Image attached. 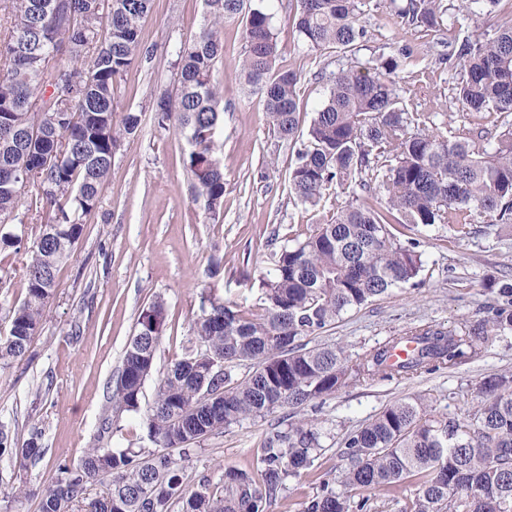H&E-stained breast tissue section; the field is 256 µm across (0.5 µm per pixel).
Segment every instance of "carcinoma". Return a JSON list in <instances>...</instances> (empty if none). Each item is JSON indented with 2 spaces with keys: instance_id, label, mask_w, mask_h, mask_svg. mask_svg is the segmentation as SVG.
I'll list each match as a JSON object with an SVG mask.
<instances>
[{
  "instance_id": "carcinoma-1",
  "label": "carcinoma",
  "mask_w": 512,
  "mask_h": 512,
  "mask_svg": "<svg viewBox=\"0 0 512 512\" xmlns=\"http://www.w3.org/2000/svg\"><path fill=\"white\" fill-rule=\"evenodd\" d=\"M0 0L9 27L0 35V225L40 222L31 239L0 231V251L24 256L25 299L9 313L13 332L0 337V364L23 358L54 296L59 266L83 237L84 217L100 203L123 140L141 118L127 111L114 121L119 82L143 54L141 22L154 0ZM289 20L307 49L355 55L364 31L357 25L364 0H290ZM485 7L494 38L476 36L459 47L463 59L454 98L465 112L512 114V4L509 0H459L474 15ZM392 15L428 31L441 28L443 0H389ZM81 18L69 22L67 14ZM243 24L240 73L263 100L267 123L284 139L299 132L300 75L278 66L281 55L273 14L254 0H204L199 30L174 48L172 88L155 93L158 127H174L189 149L184 165L193 199L215 216L224 208V168L215 140L224 112L214 81L223 55L224 23ZM58 55L42 65L39 55ZM408 55L376 59L323 72L330 84L289 171V189L305 206L326 192L346 196L330 219L294 245L284 246L263 282L262 312L224 301L214 288L200 292V313L183 356L158 380L144 412L155 449L145 456L90 448L79 463L58 465L41 491L40 512H75L88 484L108 481L91 512H268L288 477L314 466L322 448L315 420L300 416L354 381H406L476 360L489 341L512 333V284L498 289L501 302L478 324L423 325L389 337L361 355L312 340L343 315L359 311L412 285L423 268L417 243L404 245L401 226L452 224L461 240L474 211L512 221V127L486 138L466 128L453 135L414 118L400 105L395 77ZM47 99L44 111L33 106ZM38 125L40 136L23 138ZM29 158L26 188L18 190L9 168L19 153ZM376 195L382 210L359 203ZM24 217H19L20 208ZM167 307L157 296L138 321L113 378L112 408L140 411L152 374ZM412 349L404 358L395 350ZM244 365L247 371L237 375ZM477 405L464 416H443L424 393L387 405L341 442L337 480L324 479L299 512H373V491L398 512H512V372L475 384ZM287 409L285 426L268 429L256 470L229 468L223 484L184 486L168 452L191 458L208 436ZM38 430L19 449V466L39 460ZM414 486L404 495L406 485Z\"/></svg>"
}]
</instances>
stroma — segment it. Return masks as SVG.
<instances>
[{"mask_svg": "<svg viewBox=\"0 0 512 512\" xmlns=\"http://www.w3.org/2000/svg\"><path fill=\"white\" fill-rule=\"evenodd\" d=\"M444 3L443 25L434 32L401 23L383 0H366L357 21L365 36L356 57L365 62L409 52L395 83L407 112L452 131L493 128L496 116L460 111L454 88L463 74L457 55L462 41L477 30L493 38L494 30L462 15L456 0ZM288 4L269 0L268 6L283 48L278 64L301 77L299 126L305 130L329 93L320 71L339 70L347 60L335 52L308 51L288 20ZM203 13V0H155L140 32L145 53L124 74L116 108L120 114L140 112L139 130L114 156L102 202L85 217L83 237L57 272L55 294L28 353L0 367V423L8 425L19 447L40 430L44 450L25 469L0 456V512H39L42 486L56 476L58 464L78 461L87 449L153 450L142 415L113 413L107 384L121 365L140 313L154 297L165 300L168 317L156 375L144 386L148 400L157 375L182 355L202 288L215 285L225 300L256 309L276 252L293 231L325 222L336 209L332 194L315 208L291 195L288 172L299 145L279 138L266 121L260 96L245 90L238 68L244 41L236 22L224 27V55L215 69L224 94V209L214 217L193 200L183 164L186 143L175 131L158 129L150 98L153 90L172 82L174 48L198 31ZM402 237L420 243L424 270L418 284L344 315L317 336V343L336 344L356 355L410 327L474 323L489 316L498 288L512 282V227L489 214L473 213L471 233L460 241L444 224L408 226ZM215 258L221 270L210 279L206 272ZM501 370H512V335L494 338L477 360L412 383L377 379L342 387L316 413L322 448L312 471L288 478L269 512H298L321 480L337 475L343 437L387 404L428 390L437 397L438 412L462 416L477 402L476 381ZM451 391L456 394L452 400L447 397ZM107 419L112 422L108 432L103 429ZM277 421L272 414L208 437L181 464L185 485L216 484L225 468L251 467L263 433ZM21 486L26 494L13 502Z\"/></svg>", "mask_w": 512, "mask_h": 512, "instance_id": "35a3bbf8", "label": "stroma"}]
</instances>
